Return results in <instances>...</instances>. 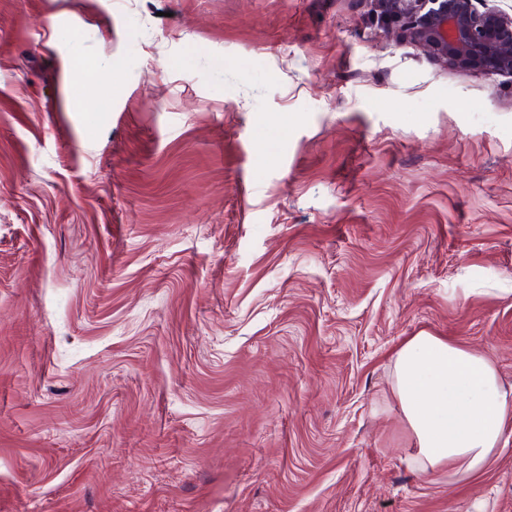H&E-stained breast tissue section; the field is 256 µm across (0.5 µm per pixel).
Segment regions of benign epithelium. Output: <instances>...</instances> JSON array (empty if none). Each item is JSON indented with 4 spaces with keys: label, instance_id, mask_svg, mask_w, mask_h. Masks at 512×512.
Returning <instances> with one entry per match:
<instances>
[{
    "label": "benign epithelium",
    "instance_id": "benign-epithelium-1",
    "mask_svg": "<svg viewBox=\"0 0 512 512\" xmlns=\"http://www.w3.org/2000/svg\"><path fill=\"white\" fill-rule=\"evenodd\" d=\"M387 34L462 70L512 76V14L474 0H372Z\"/></svg>",
    "mask_w": 512,
    "mask_h": 512
}]
</instances>
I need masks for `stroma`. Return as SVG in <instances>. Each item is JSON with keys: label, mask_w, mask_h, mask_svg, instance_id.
Wrapping results in <instances>:
<instances>
[{"label": "stroma", "mask_w": 512, "mask_h": 512, "mask_svg": "<svg viewBox=\"0 0 512 512\" xmlns=\"http://www.w3.org/2000/svg\"><path fill=\"white\" fill-rule=\"evenodd\" d=\"M421 332L512 387V78L368 0H0V512H512V431L411 466Z\"/></svg>", "instance_id": "35a3bbf8"}]
</instances>
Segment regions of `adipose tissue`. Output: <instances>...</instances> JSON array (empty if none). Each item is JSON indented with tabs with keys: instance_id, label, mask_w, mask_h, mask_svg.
<instances>
[{
	"instance_id": "ef3b65f1",
	"label": "adipose tissue",
	"mask_w": 512,
	"mask_h": 512,
	"mask_svg": "<svg viewBox=\"0 0 512 512\" xmlns=\"http://www.w3.org/2000/svg\"><path fill=\"white\" fill-rule=\"evenodd\" d=\"M391 376L417 471L454 477L487 465L512 425V391L484 353L422 332L400 347Z\"/></svg>"
}]
</instances>
